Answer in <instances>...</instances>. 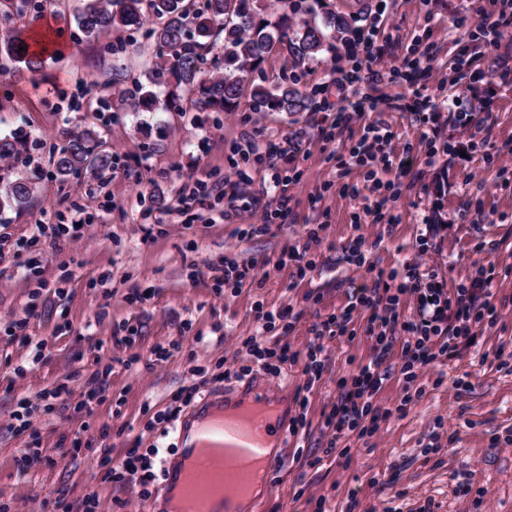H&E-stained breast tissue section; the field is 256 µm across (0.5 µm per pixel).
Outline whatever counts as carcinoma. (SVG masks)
<instances>
[{"mask_svg":"<svg viewBox=\"0 0 512 512\" xmlns=\"http://www.w3.org/2000/svg\"><path fill=\"white\" fill-rule=\"evenodd\" d=\"M315 2L321 22L299 24L297 18L310 10L308 0H281L274 20L266 17L263 0H84L78 27L88 40L110 30L144 31L157 62L144 78H133L136 112H234L245 96L260 111L310 112L306 91L294 84H256L251 74L273 53L304 69L355 30L357 18L333 11L323 0ZM0 54L31 72L44 65L17 34L0 42ZM62 137L63 146L52 156L56 179L83 172L98 177L113 169L112 154L100 149L96 131L76 128ZM27 147V133L19 130L0 138V158L19 160ZM36 191L33 178L17 176L5 182L0 204L23 210Z\"/></svg>","mask_w":512,"mask_h":512,"instance_id":"obj_1","label":"carcinoma"}]
</instances>
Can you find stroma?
Listing matches in <instances>:
<instances>
[{"label": "stroma", "instance_id": "1", "mask_svg": "<svg viewBox=\"0 0 512 512\" xmlns=\"http://www.w3.org/2000/svg\"><path fill=\"white\" fill-rule=\"evenodd\" d=\"M327 2L337 13L357 17L360 28L381 23L377 41L386 47L376 64L381 76L363 74L355 85L360 95L379 98L380 105L337 136L334 149L355 144L364 125L377 122L391 127L393 154L413 147L419 160L411 188L393 204L401 216L397 224H376L364 214L366 202L376 198L371 190L355 200L343 196V182H363L365 168L352 167L347 179H339L334 160L316 146L298 158L302 182L291 191L287 217L267 232L242 235L248 217H225L226 202L214 197L202 220L182 223L172 210L178 190L191 177L220 185L236 169H245L260 205H269L270 173L245 145L260 132L279 137L316 132L322 113L257 112L246 99L235 112H131L116 96L104 112L96 97L83 95L85 82L103 77L116 61L140 73L152 59L150 52L130 46L122 32L86 40L76 24L80 0H47L39 20L16 19L27 37L49 25L60 52L35 73L16 71L0 56V136L19 129L30 135L27 160L11 162L7 172L38 178V193L28 207L0 209V504L9 512H48V502L62 491L77 503L100 500L112 512H160L159 494L144 498L132 484L105 481L96 448L110 445L118 460L134 443L143 452L174 447V436L150 428L152 412L184 388L223 394L230 384L217 375L227 360L256 363L245 345L249 339L262 347L288 345L289 358L269 383L287 397L289 418H306L305 427L290 436L272 489L255 512H316L321 505L327 512H346L354 498L368 512H390L395 506L419 512L428 500L435 502V512H512V363L502 368L491 357L499 349L512 355V187L497 185L480 155L470 152L474 140L499 145L512 140V86L501 85L495 75L501 62L512 64V30L503 31L500 49L493 50L475 28L451 25L452 17L494 10L496 0H425L418 9L402 0ZM462 46L474 64L459 72L455 56ZM412 49L423 58L418 70L408 72L402 62ZM345 51L334 43L319 62L301 71L273 55L263 76L267 84L294 83L307 91L325 82ZM412 82L427 87L438 105L435 136L452 145L454 155L426 161L427 145L407 107ZM453 111L470 113L472 125H456L449 118ZM84 125L99 131L116 166L100 180L83 174L58 182L49 154L62 143L63 130ZM147 208L164 218L149 234L140 222ZM46 215L55 224L83 223L77 253L44 243L40 268H18L19 243ZM429 216L439 227L433 246L424 250L417 238ZM316 224L322 227L320 239L311 244L307 232ZM358 236L366 240L367 266L378 271H399L413 260L449 288L491 263L502 276L491 298L496 323L483 328L477 347L421 370L415 382L421 393L403 412L398 409L402 359L391 354L384 365L387 378L372 400L388 417L372 433L343 438L340 445L349 456L342 459L323 453L331 439L324 420L337 398V380L357 374L371 359L373 342L362 315L355 319V338L323 339L326 368L309 390L306 329L354 301L356 289L369 282L367 266L357 265L348 252ZM478 242L484 248L477 252ZM306 244L316 266L305 279L292 267L272 265L261 283L218 292L215 277L225 262H274L284 250ZM138 289L149 290V299L131 302ZM311 289L321 295L318 305L305 300ZM259 304L299 314L295 331L258 334L254 308ZM23 316L32 339L28 346L5 334ZM129 334L132 346L120 344ZM43 338L48 348L42 361L32 363V344ZM176 338L181 350L157 361L155 349ZM134 354L135 364L129 361ZM107 366L110 389L90 411H74L81 400L76 394L70 406L49 414L35 410L28 432L10 428L18 399L37 400L72 373L85 380ZM304 397L309 403L303 409L298 401ZM34 446L46 455L61 448L69 454L55 467L19 472L16 458ZM314 456L321 457V465L306 467ZM481 486L488 487L486 496L478 495Z\"/></svg>", "mask_w": 512, "mask_h": 512}]
</instances>
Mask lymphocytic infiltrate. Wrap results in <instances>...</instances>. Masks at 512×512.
Masks as SVG:
<instances>
[{
    "instance_id": "lymphocytic-infiltrate-1",
    "label": "lymphocytic infiltrate",
    "mask_w": 512,
    "mask_h": 512,
    "mask_svg": "<svg viewBox=\"0 0 512 512\" xmlns=\"http://www.w3.org/2000/svg\"><path fill=\"white\" fill-rule=\"evenodd\" d=\"M376 27L361 31L358 43L362 56L347 55L337 58L328 81L316 89L319 97L318 108L324 113L325 124L317 134L300 132L292 136L271 137L265 142H250L249 153L271 170L270 188L275 196V208L260 212V224L251 225L254 233H263L277 218L287 216L291 200L289 191L300 181L298 157L304 146L311 141L323 144L335 142L338 132L349 128L360 119L363 113L374 110L375 100L363 97L348 101L338 107L330 102L327 92L330 88L346 91L361 79L364 66L375 63L383 55L376 43ZM394 137L389 126L370 124L352 146L349 154L352 159L368 167L367 177L379 189V199L373 210L375 223H398V215L392 214L389 203L400 191L403 178L412 169L409 165L410 153L399 156L385 151L384 146ZM388 173L389 181L379 180V173ZM251 176L245 171H236L234 179L225 181L223 188L215 190L203 181H195L193 186L182 187L178 193L177 215H194L197 206L203 205L205 198L218 195L226 199L229 210L236 213H254L255 198L250 191ZM495 265L482 268L471 281L458 284L453 295H445L442 282L436 275L423 271L420 264L408 262L401 273H394L387 279L376 280L373 287L359 288L356 301L345 307L339 314L308 326V362L305 366L308 383L320 380L324 362L322 341L327 337L353 336L354 311L367 313V335L376 339L374 356L362 365L351 382H338V397L324 425L330 430L333 440H340L349 433L360 429L363 420L378 422L373 414L371 401L380 391L386 379L382 366L393 350H400L403 359L402 374L406 384H413L419 369L430 366L438 357H454L461 351L471 349L479 342V326L494 322L498 312L491 303L492 288L497 279ZM414 301L415 314H405V301ZM98 465L104 477L113 483L137 480L141 496H148L149 487L155 481L153 460L150 454L140 453L138 448H129L122 462L112 458L111 447L101 448Z\"/></svg>"
}]
</instances>
